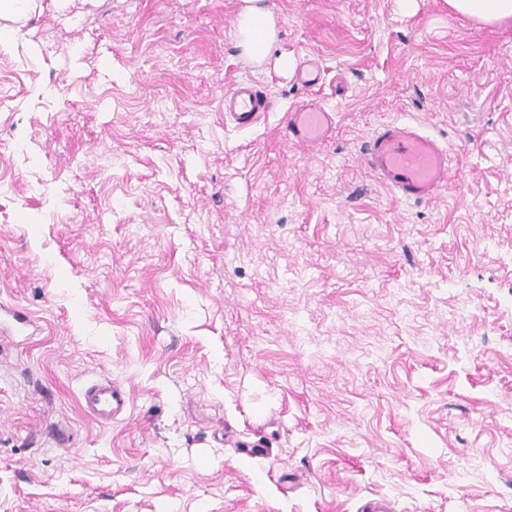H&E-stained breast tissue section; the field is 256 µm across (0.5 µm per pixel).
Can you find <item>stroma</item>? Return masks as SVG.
<instances>
[{
  "instance_id": "35a3bbf8",
  "label": "stroma",
  "mask_w": 512,
  "mask_h": 512,
  "mask_svg": "<svg viewBox=\"0 0 512 512\" xmlns=\"http://www.w3.org/2000/svg\"><path fill=\"white\" fill-rule=\"evenodd\" d=\"M260 3V62L245 0H42L0 50V512H512V23ZM400 121L453 155L430 201L364 161ZM240 34V45L247 56L257 60L265 58L275 39L270 12L258 7L248 8L242 15ZM268 108L265 93L252 85L238 84L224 93V112H227L225 116L229 115L237 128L251 127ZM333 129L334 113L319 103H304L289 113L288 136L299 144L321 143ZM130 396L123 385L103 380L88 386L82 394V408L93 419L110 423L126 413Z\"/></svg>"
}]
</instances>
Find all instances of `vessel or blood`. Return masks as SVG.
Wrapping results in <instances>:
<instances>
[{
  "instance_id": "b4317fda",
  "label": "vessel or blood",
  "mask_w": 512,
  "mask_h": 512,
  "mask_svg": "<svg viewBox=\"0 0 512 512\" xmlns=\"http://www.w3.org/2000/svg\"><path fill=\"white\" fill-rule=\"evenodd\" d=\"M269 103L264 92L238 84L224 93V110L237 128L254 125ZM334 115L318 103H305L289 114L288 135L303 145L331 137ZM365 159L371 171L400 198L417 202L433 199L448 184L449 148L412 123H390L376 129L367 144ZM130 396L123 385L103 380L82 394V408L93 419L109 423L126 413Z\"/></svg>"
}]
</instances>
